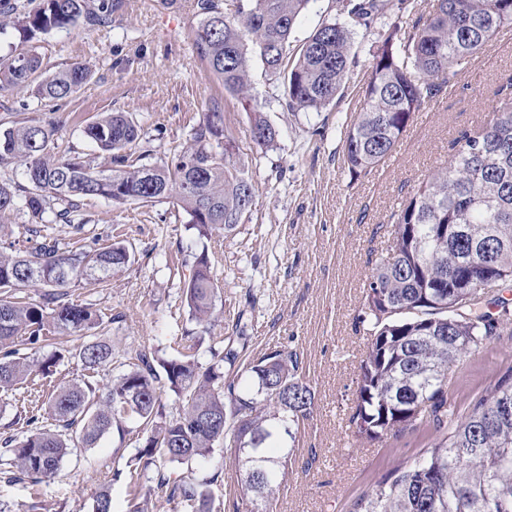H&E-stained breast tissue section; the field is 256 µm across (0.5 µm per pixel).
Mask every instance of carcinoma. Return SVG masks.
Here are the masks:
<instances>
[{
    "label": "carcinoma",
    "instance_id": "obj_1",
    "mask_svg": "<svg viewBox=\"0 0 512 512\" xmlns=\"http://www.w3.org/2000/svg\"><path fill=\"white\" fill-rule=\"evenodd\" d=\"M233 15L221 0H197L202 15L194 42L224 91L250 106L252 58L283 80L288 106L297 111L327 107L348 78L352 27H370L378 0H345L348 21L323 22L300 45L291 35L311 0H235ZM111 0H44L23 15L0 12V33L17 28L23 40L67 29L84 21L111 22ZM512 24V0H431L425 18L393 26L371 50L370 72L360 112L347 125L343 153L353 176L368 174L385 162L415 112L453 83L497 32ZM35 47L0 57V86L25 91L44 101L70 97L92 76L78 63L61 73L39 77ZM486 125L462 131L448 164L414 189L392 216V241L365 285L359 322L370 342L361 361L356 398L348 418L354 437L368 443L390 433L413 432L427 423L440 431L438 442L407 460L354 503L353 512H512V371L485 389L461 418L448 409V375L471 353L498 335L499 321L512 317L502 298L484 301L476 283L489 269L497 286L512 288V83ZM54 129L29 121L0 131V167L23 166V181L0 180V239L3 223L26 210L29 246L0 249V390L51 372L62 357L41 358L15 348L20 338L43 347L44 333L72 337L84 365L95 370L113 357L103 341L87 340L102 326L92 307L68 300L69 288L106 283L131 255L119 242L64 253L44 234L47 224L63 223L82 231L89 219L81 202L102 197L121 206L154 205L172 200L199 236L233 233L249 210L242 196L255 197L244 168L235 160L233 140L224 135V113L212 104L194 129L191 143L172 164L139 163L132 150L137 124L121 113L103 112L87 124L85 135L106 155L99 168L80 155H59ZM254 141L272 147L276 130L255 114ZM42 288L29 302L23 288ZM220 288L211 275L207 250L195 256L185 289L192 320L203 333L217 317ZM220 360L206 369L189 355L159 359L142 350L115 379L105 396L95 384L73 382L56 388L45 412L27 418L28 435L16 446L3 441L9 481L34 484L57 474L72 448H92L108 432L126 433L136 419L146 433L129 485L140 493L146 471L160 463L186 466L175 481L156 469V489L184 512H214V500L197 477V464L222 441L234 450L242 472L243 496L268 507L288 473L290 450L280 433L295 439L315 395L301 376L296 352L282 347L246 363L233 341L213 338ZM237 368L226 379L225 368ZM166 386L182 405L159 418L158 390Z\"/></svg>",
    "mask_w": 512,
    "mask_h": 512
}]
</instances>
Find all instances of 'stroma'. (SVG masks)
<instances>
[{
  "instance_id": "1",
  "label": "stroma",
  "mask_w": 512,
  "mask_h": 512,
  "mask_svg": "<svg viewBox=\"0 0 512 512\" xmlns=\"http://www.w3.org/2000/svg\"><path fill=\"white\" fill-rule=\"evenodd\" d=\"M382 16L369 29L356 27L355 56L335 101L318 112L288 107L280 81L260 61L251 63L252 111L229 94L200 60L193 33L196 0H119L112 21L39 34L33 45L46 73L88 64L92 78L70 97L45 102L0 90V127L25 119L56 127V152L96 155L84 129L103 112H120L140 127L136 153L148 162L171 163L190 143L194 127L211 103L224 114L239 164L248 173L255 206L231 236L199 237L188 217L168 202L144 207L115 206L101 197L83 202V233L50 225L61 249L124 243L131 263L102 288H71L72 299L91 304L104 322L103 336L118 357L148 349L161 358L197 344L201 366L217 362L213 336L248 338L243 359L285 345L296 351L315 393L310 417L301 423L288 476L273 512H352L356 499L437 433L419 431L370 445L357 441L347 419L367 336L357 321L363 291L376 261L388 247L389 216L415 186L445 165L458 132L487 121L498 88L512 77V26L502 28L471 61L460 82L442 88L417 112L391 155L371 173L351 177L343 158V135L362 106L361 88L370 70L368 50L392 30L398 16H427L430 0H381ZM28 43L19 33L0 34V55ZM275 128L274 147L251 137L254 114ZM207 252L220 287L217 306L224 321L213 334L201 333L189 315L183 288L196 254ZM61 360L32 387L0 393V441L21 439L39 395L93 376L106 387L118 376L117 363L88 373L71 353L69 337L51 335ZM512 368V324L449 374L448 400L464 412L480 392ZM125 435L105 434L92 448L66 456L55 477L34 484L0 479V506L9 512H92L93 499L108 488L112 512H132L135 501L126 464L144 443L136 423ZM224 512H250L241 501L230 449L216 445L198 467Z\"/></svg>"
}]
</instances>
